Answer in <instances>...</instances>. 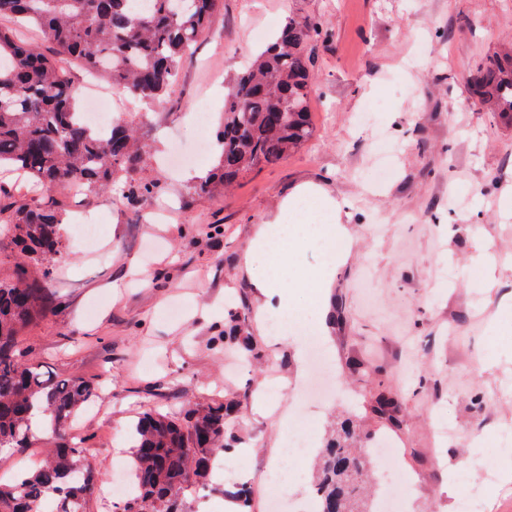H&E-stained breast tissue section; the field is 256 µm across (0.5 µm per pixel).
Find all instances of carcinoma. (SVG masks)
<instances>
[{
	"instance_id": "carcinoma-1",
	"label": "carcinoma",
	"mask_w": 512,
	"mask_h": 512,
	"mask_svg": "<svg viewBox=\"0 0 512 512\" xmlns=\"http://www.w3.org/2000/svg\"><path fill=\"white\" fill-rule=\"evenodd\" d=\"M223 0H0V18L20 30H38L56 56L0 30V166L24 177L30 191H64L74 182L91 193L118 184L132 196L158 185L138 178L150 160L140 128L124 121L100 135L76 107L71 64L146 103L177 83L184 58L205 37ZM321 34L307 19H291L261 50L224 96L216 134V164L197 181L195 193L226 189L261 166H272L312 136L314 84L308 42ZM468 91L496 116L512 122V45L489 57L468 81ZM23 245L25 259L10 279H0V449L26 447L39 416L54 447L39 466L0 483V512H87L101 485L87 459L86 440L68 430L98 394L79 376L53 375L28 358L22 331L51 310L53 257L60 251L62 206L48 200L6 220ZM241 401L198 405L183 417L146 413L132 429L134 491L117 512H185L187 489H207L217 456L241 443L229 426ZM369 412L391 419L395 401L377 396ZM368 455L356 452L354 432L342 422L321 450L314 485L317 512H371L356 497L355 481Z\"/></svg>"
}]
</instances>
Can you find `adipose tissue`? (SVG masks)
Returning a JSON list of instances; mask_svg holds the SVG:
<instances>
[{"label": "adipose tissue", "instance_id": "adipose-tissue-1", "mask_svg": "<svg viewBox=\"0 0 512 512\" xmlns=\"http://www.w3.org/2000/svg\"><path fill=\"white\" fill-rule=\"evenodd\" d=\"M347 214L345 202L317 186L306 183L286 195L277 214L260 225L254 248L277 253L284 245L293 246L315 237L325 242L324 261L312 272L293 260L285 267H272L270 272L254 280L253 286L260 295L277 299L284 309L290 291L300 285L313 288L317 301L326 303L336 269L347 262L351 252V232L343 222Z\"/></svg>", "mask_w": 512, "mask_h": 512}]
</instances>
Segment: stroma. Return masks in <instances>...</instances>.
Listing matches in <instances>:
<instances>
[{
  "label": "stroma",
  "instance_id": "obj_1",
  "mask_svg": "<svg viewBox=\"0 0 512 512\" xmlns=\"http://www.w3.org/2000/svg\"><path fill=\"white\" fill-rule=\"evenodd\" d=\"M316 18L311 40L313 135L275 166L251 172L223 193L193 191L192 165L164 166L172 144L213 166L189 120L200 100L218 127L224 93L291 19ZM512 43V0H223L210 31L183 63L175 87L148 109L144 133L154 166L148 196L102 192L86 205L100 227L97 250L79 248L64 225L48 317L22 345L62 375L98 383L76 420L103 481L129 467L116 440L143 412L179 416L232 392V421L243 452L213 471L214 492L184 495L188 512H223L224 482L252 488L251 512H265L270 481L295 499L309 496L311 459L282 456L283 409L302 410L319 444L337 422L387 437L395 461L372 467L404 475L406 512H448L447 488L496 482L512 466V125L467 90L470 74ZM112 109L140 122L134 100L115 88ZM393 152L390 178L370 182L381 147ZM311 183L350 204L352 247L336 271V312L321 344L339 381L335 394L299 399L296 344L315 308L310 289L294 291L300 321L279 320L252 286L268 254L245 255L259 224L295 187ZM265 351L245 373L227 370L243 354L224 339L229 308ZM398 402L397 425L378 420V394Z\"/></svg>",
  "mask_w": 512,
  "mask_h": 512
}]
</instances>
